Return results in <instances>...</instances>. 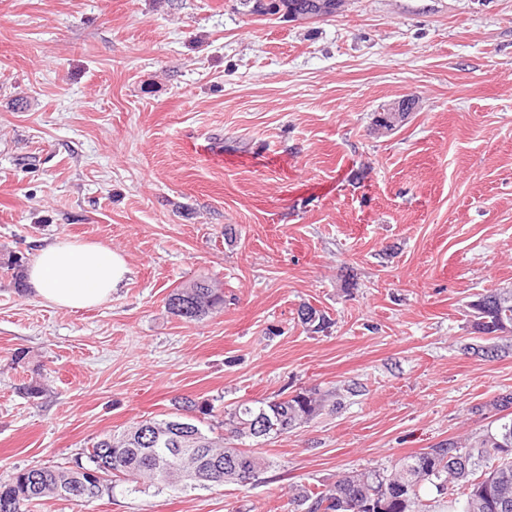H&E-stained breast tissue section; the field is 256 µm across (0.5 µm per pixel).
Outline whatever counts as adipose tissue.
Wrapping results in <instances>:
<instances>
[{
    "mask_svg": "<svg viewBox=\"0 0 512 512\" xmlns=\"http://www.w3.org/2000/svg\"><path fill=\"white\" fill-rule=\"evenodd\" d=\"M127 272L125 258L108 245L57 240L39 248L27 283L45 302L78 310L109 299Z\"/></svg>",
    "mask_w": 512,
    "mask_h": 512,
    "instance_id": "obj_1",
    "label": "adipose tissue"
}]
</instances>
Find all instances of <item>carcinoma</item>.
<instances>
[{
  "mask_svg": "<svg viewBox=\"0 0 512 512\" xmlns=\"http://www.w3.org/2000/svg\"><path fill=\"white\" fill-rule=\"evenodd\" d=\"M326 0H267L265 16L281 13L317 14ZM4 267L12 271L19 291H25L24 261L10 255ZM167 312L186 321H199L224 308V289L209 279H194L175 290L165 303ZM474 332L485 336V344L474 353L487 358L505 353L512 341V289L481 293L467 304ZM298 320L306 330L319 333L327 328L326 315L302 305ZM177 413L166 419H143L115 430L75 458L87 469L104 464L113 491L127 485L174 491L219 486L229 481L224 463L232 459L253 480L268 471L271 461L246 448V443L278 437L310 423L324 412H334L341 402L334 392L309 388L272 401H244L217 420L215 406L204 401L172 399ZM277 429L261 433L258 417ZM203 468V482L184 480V472ZM69 466H32L17 471L0 483V512H27L45 498H76L68 492ZM448 497L452 512H512V417L496 419V426L479 436L466 437L436 448H427L398 459L391 468L370 467L344 472L323 488H294L298 512H430L426 494Z\"/></svg>",
  "mask_w": 512,
  "mask_h": 512,
  "instance_id": "1",
  "label": "carcinoma"
}]
</instances>
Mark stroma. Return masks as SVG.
<instances>
[{
  "mask_svg": "<svg viewBox=\"0 0 512 512\" xmlns=\"http://www.w3.org/2000/svg\"><path fill=\"white\" fill-rule=\"evenodd\" d=\"M57 239L130 272L70 310L0 268V482L177 396L342 406L260 441L275 467L248 486L32 512H293L291 486L484 432L512 392V354L467 350L468 302L512 288V0H345L310 24L238 0H0V259ZM201 277L223 311L169 314ZM305 303L327 330H304ZM418 98L415 95H406L400 99L394 100L374 112L371 123V131L375 134L379 128H388L389 124L384 119L376 118V115L388 117L391 115V124H404L409 116L416 110ZM376 135V134H375Z\"/></svg>",
  "mask_w": 512,
  "mask_h": 512,
  "instance_id": "1",
  "label": "stroma"
}]
</instances>
